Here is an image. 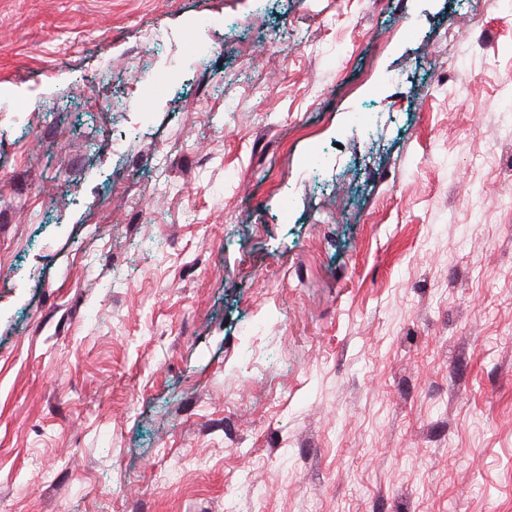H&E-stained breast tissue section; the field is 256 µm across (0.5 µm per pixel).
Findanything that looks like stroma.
<instances>
[{"label": "stroma", "mask_w": 512, "mask_h": 512, "mask_svg": "<svg viewBox=\"0 0 512 512\" xmlns=\"http://www.w3.org/2000/svg\"><path fill=\"white\" fill-rule=\"evenodd\" d=\"M510 164L501 0H0V512H512Z\"/></svg>", "instance_id": "obj_1"}]
</instances>
